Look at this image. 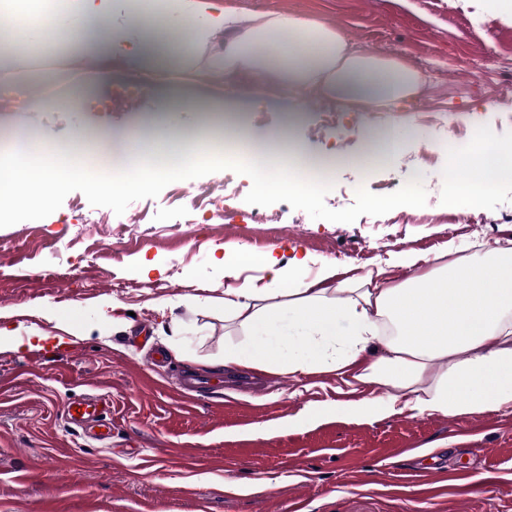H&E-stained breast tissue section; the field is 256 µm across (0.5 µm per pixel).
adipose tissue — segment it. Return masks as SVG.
Instances as JSON below:
<instances>
[{
    "label": "adipose tissue",
    "mask_w": 512,
    "mask_h": 512,
    "mask_svg": "<svg viewBox=\"0 0 512 512\" xmlns=\"http://www.w3.org/2000/svg\"><path fill=\"white\" fill-rule=\"evenodd\" d=\"M0 17L18 21V37L58 24L60 39L75 46L82 63L98 67L108 84L105 62L124 59L136 70H159L173 45L191 50L196 88L163 98L147 121L159 131H128L119 141L140 179L93 180L91 191L119 197L143 191L161 170L196 180L198 167L217 158L210 138L189 134L173 120L194 92H226L249 81L256 96L292 97L302 110L324 103L355 112H395L428 90L424 72L399 58L365 51L335 25L288 10L243 11L217 0H157L131 23L126 0H47L29 8L27 0H7ZM230 150L256 175L258 195H297L314 200L305 174L320 164L301 149L264 150L243 134ZM83 136L58 140L45 131L41 142L14 150L0 160V204L15 189L33 190L50 207L67 183L61 169L42 163L48 151L68 161L80 156ZM512 176V143L497 142L490 131L475 134L456 188L473 198ZM233 261L224 268L226 285L219 304L226 320L246 329V341L224 347V364L264 372L329 373L352 369L356 381L381 388L377 397L313 403L289 417V428L327 419L375 421L403 411L451 417L512 410V238L495 240L485 252L452 262L434 261L431 274L414 269L419 255L404 251L397 266L412 277L392 283L379 267L362 275L333 263L314 276L304 273L307 258L281 261L273 252L253 255L228 245ZM258 263L261 279L238 282V269Z\"/></svg>",
    "instance_id": "adipose-tissue-1"
}]
</instances>
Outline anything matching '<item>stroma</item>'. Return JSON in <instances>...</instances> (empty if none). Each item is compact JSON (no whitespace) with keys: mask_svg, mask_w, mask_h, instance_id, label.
I'll return each mask as SVG.
<instances>
[{"mask_svg":"<svg viewBox=\"0 0 512 512\" xmlns=\"http://www.w3.org/2000/svg\"><path fill=\"white\" fill-rule=\"evenodd\" d=\"M246 11L289 9L336 24L363 49L399 57L426 70L425 98L401 112H302L290 102H263L242 91L234 104L239 128L273 149L275 134L331 163L312 204L294 196L249 193L232 219L214 216L203 189L224 192L225 176L250 184L244 162L203 164L195 183L158 173L147 191L121 197L91 193L89 179H111L106 134L135 127L153 108L140 80L113 67L103 96L107 112H86L81 89L95 86L92 69L54 35L29 42L20 55L0 44V84L42 89L56 111L13 113L0 125V155L9 136L40 140L84 134L95 166L70 177L51 208L28 201L0 222V311L10 328L53 331L57 315L90 324L91 335L61 345L0 349V512H512V411L471 417L402 413L374 422L333 420L298 429L282 419L311 403L375 397L378 389L348 371L290 376L270 373L266 394L225 390L223 398L181 395L177 375L218 369L227 341L244 332L210 303L224 285L218 259L226 244L288 260L309 256L308 273L332 262L363 273L388 266L395 281L410 272L393 263L413 250L429 260L446 252L464 258V244L493 245L512 235V182L480 199L448 189L455 162L445 147L470 146L485 128L512 143V15L497 0H224ZM395 127L405 137L388 166L368 156L367 130ZM375 183V192L364 189ZM345 188L343 211L334 188ZM407 196L413 203L374 209L370 197ZM273 214L259 222V212ZM481 223H470L471 215ZM153 266L143 274V262ZM197 299L183 306V296ZM132 311L130 327L114 332L101 308ZM175 305L181 335L160 312ZM23 316H14L16 308ZM112 399V438L100 443L65 422L70 396Z\"/></svg>","mask_w":512,"mask_h":512,"instance_id":"35a3bbf8","label":"stroma"}]
</instances>
